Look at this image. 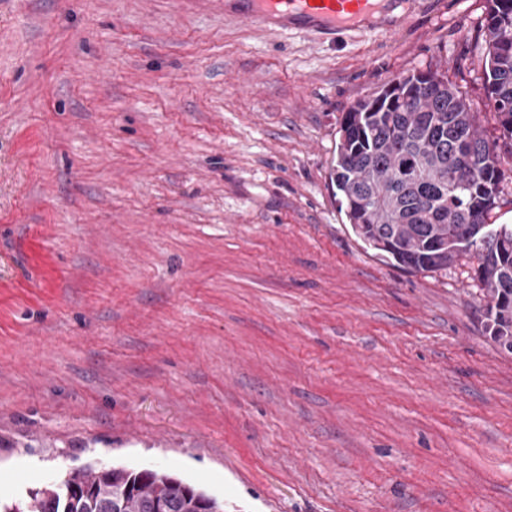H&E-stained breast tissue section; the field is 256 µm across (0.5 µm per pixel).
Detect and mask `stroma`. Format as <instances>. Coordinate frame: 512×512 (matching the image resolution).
Returning a JSON list of instances; mask_svg holds the SVG:
<instances>
[{"instance_id": "stroma-1", "label": "stroma", "mask_w": 512, "mask_h": 512, "mask_svg": "<svg viewBox=\"0 0 512 512\" xmlns=\"http://www.w3.org/2000/svg\"><path fill=\"white\" fill-rule=\"evenodd\" d=\"M400 13L318 39L224 0H0L1 506L94 463L224 512H512L473 260L380 261L331 187L345 112L432 68L497 140L512 224L487 0Z\"/></svg>"}]
</instances>
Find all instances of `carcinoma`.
Listing matches in <instances>:
<instances>
[{
	"label": "carcinoma",
	"mask_w": 512,
	"mask_h": 512,
	"mask_svg": "<svg viewBox=\"0 0 512 512\" xmlns=\"http://www.w3.org/2000/svg\"><path fill=\"white\" fill-rule=\"evenodd\" d=\"M484 83L501 137L512 139V0H488ZM332 182L366 248L408 272L476 259L488 299L485 331L512 348V225L493 249L481 240L498 207L504 174L497 141L484 137L448 77L401 75L345 113ZM6 512H224L216 498L169 475L88 464Z\"/></svg>",
	"instance_id": "1"
}]
</instances>
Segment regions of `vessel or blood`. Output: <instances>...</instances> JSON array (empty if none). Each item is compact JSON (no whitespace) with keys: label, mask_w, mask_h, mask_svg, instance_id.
I'll list each match as a JSON object with an SVG mask.
<instances>
[{"label":"vessel or blood","mask_w":512,"mask_h":512,"mask_svg":"<svg viewBox=\"0 0 512 512\" xmlns=\"http://www.w3.org/2000/svg\"><path fill=\"white\" fill-rule=\"evenodd\" d=\"M393 0H225L244 19L271 29L314 35L389 31L400 21Z\"/></svg>","instance_id":"obj_1"}]
</instances>
